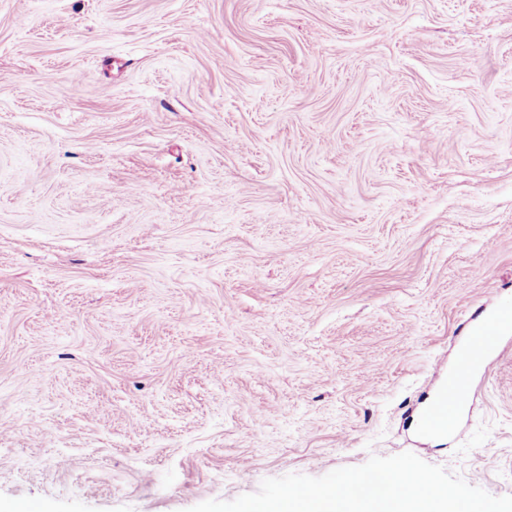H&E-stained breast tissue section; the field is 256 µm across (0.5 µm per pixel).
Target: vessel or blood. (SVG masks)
I'll list each match as a JSON object with an SVG mask.
<instances>
[{
  "label": "vessel or blood",
  "mask_w": 512,
  "mask_h": 512,
  "mask_svg": "<svg viewBox=\"0 0 512 512\" xmlns=\"http://www.w3.org/2000/svg\"><path fill=\"white\" fill-rule=\"evenodd\" d=\"M512 338V312H498L483 329L469 336L457 359L454 375L430 404L425 417L428 428L455 432L462 412L473 394V379L488 374L495 358L502 353L504 340Z\"/></svg>",
  "instance_id": "vessel-or-blood-1"
}]
</instances>
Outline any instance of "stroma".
<instances>
[{
    "instance_id": "1",
    "label": "stroma",
    "mask_w": 512,
    "mask_h": 512,
    "mask_svg": "<svg viewBox=\"0 0 512 512\" xmlns=\"http://www.w3.org/2000/svg\"><path fill=\"white\" fill-rule=\"evenodd\" d=\"M506 303L512 0H0L1 506L512 495V351L416 428Z\"/></svg>"
}]
</instances>
